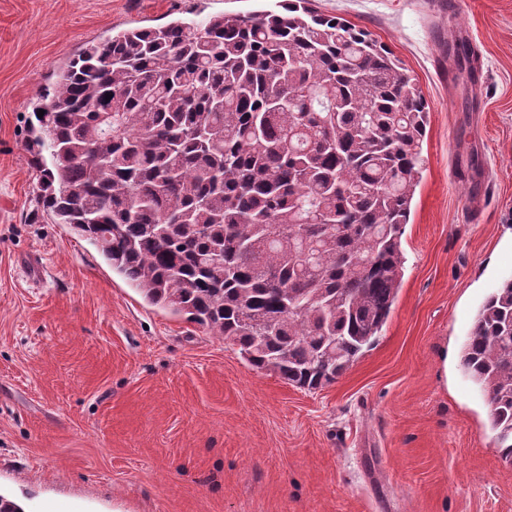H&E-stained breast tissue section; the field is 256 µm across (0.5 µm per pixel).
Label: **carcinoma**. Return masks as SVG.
<instances>
[{"label":"carcinoma","mask_w":512,"mask_h":512,"mask_svg":"<svg viewBox=\"0 0 512 512\" xmlns=\"http://www.w3.org/2000/svg\"><path fill=\"white\" fill-rule=\"evenodd\" d=\"M42 98L38 203L148 304L308 391L375 345L429 106L369 32L315 0L136 28L87 45ZM461 366L511 457L512 279Z\"/></svg>","instance_id":"cac0c4a2"}]
</instances>
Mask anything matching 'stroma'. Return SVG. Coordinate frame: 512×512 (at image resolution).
<instances>
[{
  "label": "stroma",
  "instance_id": "35a3bbf8",
  "mask_svg": "<svg viewBox=\"0 0 512 512\" xmlns=\"http://www.w3.org/2000/svg\"><path fill=\"white\" fill-rule=\"evenodd\" d=\"M276 2L0 0V492L25 512H512V461L460 362L512 278V0H316L429 103L396 302L321 390L148 305L35 202L28 121L87 44ZM455 38L480 70L450 73Z\"/></svg>",
  "mask_w": 512,
  "mask_h": 512
}]
</instances>
